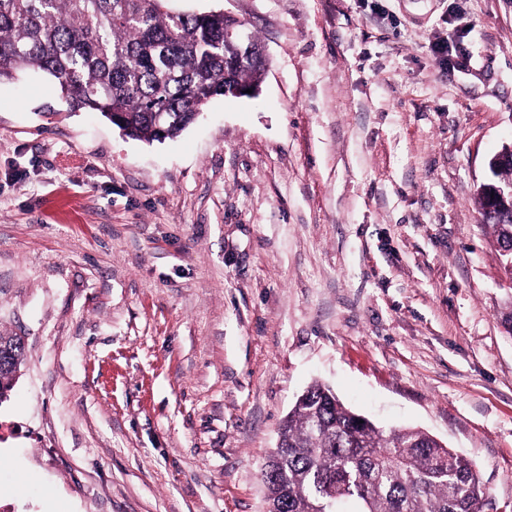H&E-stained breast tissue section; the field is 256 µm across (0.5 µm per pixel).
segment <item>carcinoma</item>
<instances>
[{
    "mask_svg": "<svg viewBox=\"0 0 512 512\" xmlns=\"http://www.w3.org/2000/svg\"><path fill=\"white\" fill-rule=\"evenodd\" d=\"M167 0H0V82L34 71L53 78L70 110L99 112L128 136H178L194 112L232 85L256 89L267 69L260 41L224 39V14L183 13ZM512 178V154L491 165ZM498 249L512 242V199L485 208ZM24 337L0 331V399L24 360ZM260 475L267 512H482L472 462L415 429L384 430L326 386L298 397Z\"/></svg>",
    "mask_w": 512,
    "mask_h": 512,
    "instance_id": "carcinoma-1",
    "label": "carcinoma"
}]
</instances>
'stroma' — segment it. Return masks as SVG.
<instances>
[{"instance_id": "stroma-1", "label": "stroma", "mask_w": 512, "mask_h": 512, "mask_svg": "<svg viewBox=\"0 0 512 512\" xmlns=\"http://www.w3.org/2000/svg\"><path fill=\"white\" fill-rule=\"evenodd\" d=\"M167 6L245 22L257 97L148 143L0 84V512H264L316 381L512 512V273L476 195L512 144V0ZM24 336L0 331V403L3 402L2 390L10 391L24 360Z\"/></svg>"}]
</instances>
